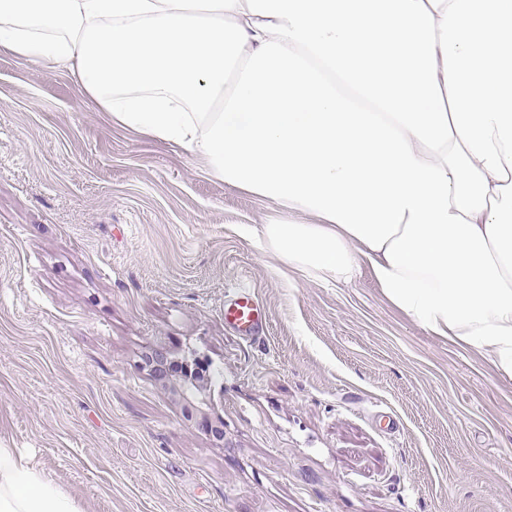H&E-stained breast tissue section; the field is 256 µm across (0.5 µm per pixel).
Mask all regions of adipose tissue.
I'll return each instance as SVG.
<instances>
[{"label": "adipose tissue", "instance_id": "ef3b65f1", "mask_svg": "<svg viewBox=\"0 0 512 512\" xmlns=\"http://www.w3.org/2000/svg\"><path fill=\"white\" fill-rule=\"evenodd\" d=\"M0 50L273 204L261 250L369 271L512 379V0H0ZM0 512L78 510L0 448Z\"/></svg>", "mask_w": 512, "mask_h": 512}]
</instances>
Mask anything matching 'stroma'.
<instances>
[{
	"label": "stroma",
	"mask_w": 512,
	"mask_h": 512,
	"mask_svg": "<svg viewBox=\"0 0 512 512\" xmlns=\"http://www.w3.org/2000/svg\"><path fill=\"white\" fill-rule=\"evenodd\" d=\"M274 206L0 52V446L79 512H512V379L369 275L243 238ZM253 287L268 332L224 327ZM209 365L216 441L147 359Z\"/></svg>",
	"instance_id": "1"
}]
</instances>
